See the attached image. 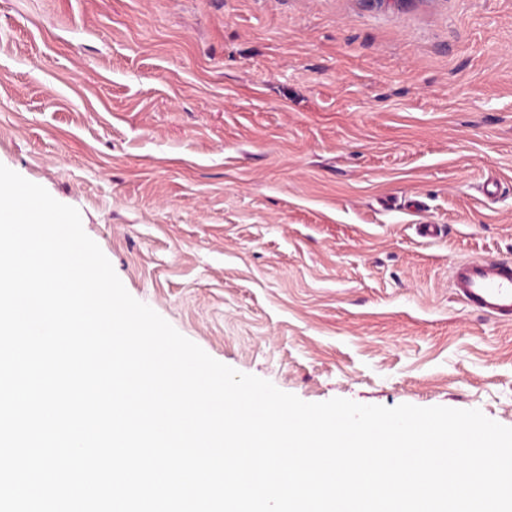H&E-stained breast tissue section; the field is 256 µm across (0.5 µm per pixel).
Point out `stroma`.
I'll list each match as a JSON object with an SVG mask.
<instances>
[{"label":"stroma","mask_w":512,"mask_h":512,"mask_svg":"<svg viewBox=\"0 0 512 512\" xmlns=\"http://www.w3.org/2000/svg\"><path fill=\"white\" fill-rule=\"evenodd\" d=\"M0 164L217 361L512 427V0H0ZM450 287L470 308L512 323V259H471L450 269Z\"/></svg>","instance_id":"stroma-1"}]
</instances>
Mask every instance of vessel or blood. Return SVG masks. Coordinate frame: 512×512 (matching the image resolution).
<instances>
[{"mask_svg":"<svg viewBox=\"0 0 512 512\" xmlns=\"http://www.w3.org/2000/svg\"><path fill=\"white\" fill-rule=\"evenodd\" d=\"M450 286L470 308L512 323V259H471L450 269Z\"/></svg>","mask_w":512,"mask_h":512,"instance_id":"vessel-or-blood-1","label":"vessel or blood"}]
</instances>
